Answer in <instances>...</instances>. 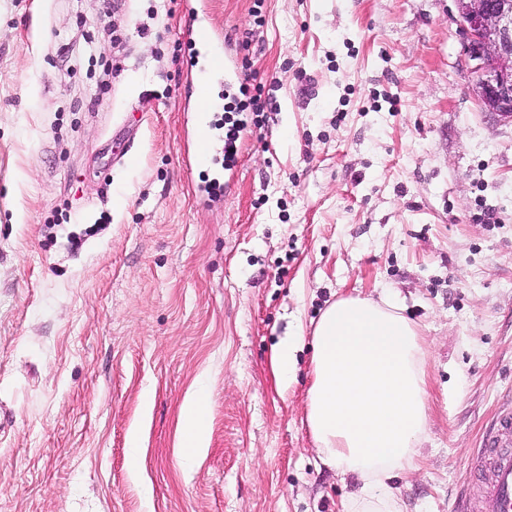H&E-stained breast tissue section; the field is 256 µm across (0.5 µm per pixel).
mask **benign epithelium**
Instances as JSON below:
<instances>
[{
    "label": "benign epithelium",
    "instance_id": "1",
    "mask_svg": "<svg viewBox=\"0 0 512 512\" xmlns=\"http://www.w3.org/2000/svg\"><path fill=\"white\" fill-rule=\"evenodd\" d=\"M454 21L486 111L512 119V0H453Z\"/></svg>",
    "mask_w": 512,
    "mask_h": 512
}]
</instances>
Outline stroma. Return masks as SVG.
Instances as JSON below:
<instances>
[{
    "label": "stroma",
    "instance_id": "35a3bbf8",
    "mask_svg": "<svg viewBox=\"0 0 512 512\" xmlns=\"http://www.w3.org/2000/svg\"><path fill=\"white\" fill-rule=\"evenodd\" d=\"M202 6L239 100L272 107L217 204L181 163L183 0H0V512H345L360 484L307 427L311 352L288 385L269 356L385 294L428 378L400 512H454L512 400V120L482 108L452 0ZM210 401L203 389H198L181 410L182 430L180 448L186 457L206 447Z\"/></svg>",
    "mask_w": 512,
    "mask_h": 512
}]
</instances>
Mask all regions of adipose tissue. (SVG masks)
Segmentation results:
<instances>
[{
  "label": "adipose tissue",
  "instance_id": "obj_1",
  "mask_svg": "<svg viewBox=\"0 0 512 512\" xmlns=\"http://www.w3.org/2000/svg\"><path fill=\"white\" fill-rule=\"evenodd\" d=\"M307 424L329 467L362 483L360 507L390 508L387 485L415 466L426 421L425 352L415 325L392 298H338L311 338ZM210 401L197 390L181 410L185 456L206 445Z\"/></svg>",
  "mask_w": 512,
  "mask_h": 512
}]
</instances>
